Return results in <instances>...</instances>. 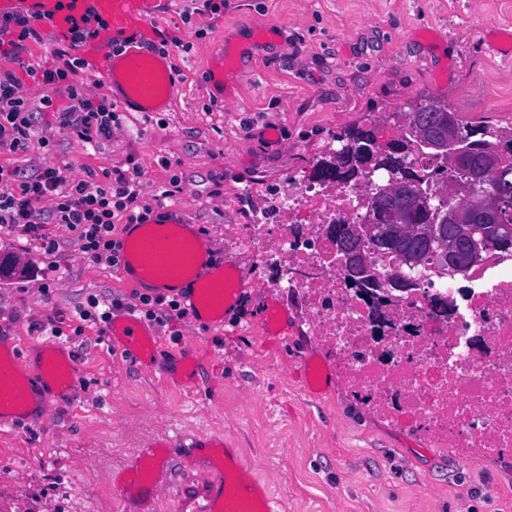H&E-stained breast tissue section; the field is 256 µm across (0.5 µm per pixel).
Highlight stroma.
<instances>
[{
  "mask_svg": "<svg viewBox=\"0 0 512 512\" xmlns=\"http://www.w3.org/2000/svg\"><path fill=\"white\" fill-rule=\"evenodd\" d=\"M199 4L158 0L151 20L171 41V111L120 112L94 149L40 111L44 91L28 83L22 94L50 144L0 149V163L95 184L137 168L142 202L198 225L216 255L246 271L235 324L167 315L149 324L159 341L152 362L120 358L100 325L79 323L76 312L92 296L138 309L140 288L86 255L65 225H46L58 244L50 255L20 230H0V258L16 265L0 275V342L25 353L62 346L77 373L42 417L0 427V512H114L112 484L130 478L159 487L140 512H179L182 499L202 501L206 471L224 461L196 445L215 434L288 512H512V450L468 461L394 427L339 383L311 392L301 362L319 347L296 330L268 343L267 271L224 239L225 225L246 223L256 204L250 185L278 191L335 134L394 138L398 113L419 100L512 129V57L492 37L512 32V0H224L218 14ZM222 55L230 73L220 106L205 67ZM174 174L181 193L161 197ZM156 451L168 471L153 472Z\"/></svg>",
  "mask_w": 512,
  "mask_h": 512,
  "instance_id": "stroma-1",
  "label": "stroma"
}]
</instances>
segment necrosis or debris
Listing matches in <instances>:
<instances>
[{
	"instance_id": "1",
	"label": "necrosis or debris",
	"mask_w": 512,
	"mask_h": 512,
	"mask_svg": "<svg viewBox=\"0 0 512 512\" xmlns=\"http://www.w3.org/2000/svg\"><path fill=\"white\" fill-rule=\"evenodd\" d=\"M367 179L334 181L288 174L285 190L252 187L256 208L227 235L266 268L265 288L328 359L317 378L335 375L404 432L480 460L512 448V260L496 250L471 271L468 287L436 269L406 291L390 278L396 262L374 265L376 299L337 262L333 225L365 217ZM447 307L434 306V297Z\"/></svg>"
}]
</instances>
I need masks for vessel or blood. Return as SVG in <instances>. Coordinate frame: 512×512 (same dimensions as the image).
I'll return each mask as SVG.
<instances>
[{
    "label": "vessel or blood",
    "instance_id": "b4317fda",
    "mask_svg": "<svg viewBox=\"0 0 512 512\" xmlns=\"http://www.w3.org/2000/svg\"><path fill=\"white\" fill-rule=\"evenodd\" d=\"M26 3L32 10L51 16L56 35L68 34L86 10L109 23L107 30L86 51V61L111 88L113 97L134 112L170 109L175 73L169 55L149 47L155 33L150 19L157 0H0V12ZM132 34L131 42L114 50L111 39ZM124 275L152 291L179 298L189 317L204 324L223 323L240 296L236 265L225 263L210 248L195 225L179 217L153 218L128 224L120 238ZM113 349L140 360L152 356L155 341L134 313L114 318L109 329ZM72 358L62 347L45 344L30 358L16 346L0 347V425L16 419H32L45 410L48 392H65L75 384ZM205 503L200 512H280L270 489L249 477L233 452L225 451L224 465L207 473Z\"/></svg>",
    "mask_w": 512,
    "mask_h": 512
}]
</instances>
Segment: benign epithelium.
Wrapping results in <instances>:
<instances>
[{
    "label": "benign epithelium",
    "mask_w": 512,
    "mask_h": 512,
    "mask_svg": "<svg viewBox=\"0 0 512 512\" xmlns=\"http://www.w3.org/2000/svg\"><path fill=\"white\" fill-rule=\"evenodd\" d=\"M411 139L420 152L428 157H442L450 166L464 159L467 152L454 116L444 108L431 129L417 125L413 114H405L400 134L393 142L407 144ZM505 164L506 153L499 148L473 165L464 183L449 185L448 192L439 198L423 188L428 179L425 174L413 184L391 174H377L375 192L368 202L371 220L354 225L350 234L336 232L337 260L354 278H360L367 268L364 242L371 238L393 250L411 268L418 265L417 253L410 246L415 240L433 251H441L442 274L454 276L463 272L468 263L480 259L493 237L512 228L501 221L512 212V186L488 179ZM386 194L403 197L406 205L397 212L380 213L378 198ZM439 224L459 225L465 255H460L456 246L440 235Z\"/></svg>",
    "instance_id": "7a95c632"
}]
</instances>
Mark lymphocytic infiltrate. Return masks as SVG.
Returning a JSON list of instances; mask_svg holds the SVG:
<instances>
[{
	"label": "lymphocytic infiltrate",
	"mask_w": 512,
	"mask_h": 512,
	"mask_svg": "<svg viewBox=\"0 0 512 512\" xmlns=\"http://www.w3.org/2000/svg\"><path fill=\"white\" fill-rule=\"evenodd\" d=\"M45 17L26 8L0 14V58L17 62L29 41L40 38L39 23ZM109 24L94 12H87L80 24L69 32L67 48L57 50V65H25L24 71L35 84L54 89L65 88L68 103L58 111V124L69 135L91 143L109 138L118 115L107 102L96 103L84 97L77 86L69 84L86 64L75 54L77 48L95 40ZM21 83L14 72H0V147L23 152L37 136L35 111L20 93ZM53 207L43 211L42 200ZM152 209L140 201L137 172L115 170L110 182L96 185L85 180H70L59 170L45 168L25 175L19 168L0 164V227H19L41 238L46 250L55 242L45 237L43 226L52 222L77 232L83 252L94 259H106L119 265V243L114 238L119 221L142 223L150 219Z\"/></svg>",
	"instance_id": "obj_1"
}]
</instances>
